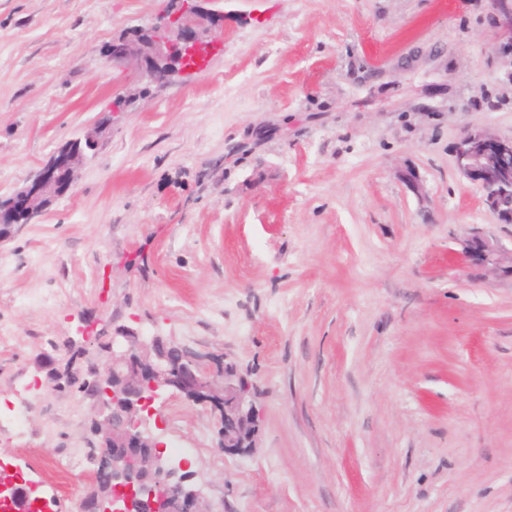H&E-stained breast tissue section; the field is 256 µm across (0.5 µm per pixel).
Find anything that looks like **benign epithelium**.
I'll list each match as a JSON object with an SVG mask.
<instances>
[{
	"instance_id": "benign-epithelium-1",
	"label": "benign epithelium",
	"mask_w": 512,
	"mask_h": 512,
	"mask_svg": "<svg viewBox=\"0 0 512 512\" xmlns=\"http://www.w3.org/2000/svg\"><path fill=\"white\" fill-rule=\"evenodd\" d=\"M490 4L496 39L506 47L512 43V0ZM222 19L223 0H173L156 23L113 39L106 57L115 66L135 65L139 82L163 88L176 76L204 68L213 49L212 28ZM122 112L112 106L106 120L60 146L24 187L0 198V243L15 226L41 217L71 191L83 161L97 150L112 117ZM453 157L457 170L480 188L486 210L511 224L512 204L506 197L512 194V136L467 129ZM494 252L493 241L481 236L463 246V253L482 260ZM88 375L85 389L94 396L89 430L100 440V462L112 470V483L92 476L78 512H213L204 477L168 462L157 437L142 426L143 411L161 393L176 392L216 414L218 448L226 453L252 448L259 412L235 365L226 362L218 369L211 357L180 347L170 355L160 337L124 327L100 347ZM0 496L10 505L32 504L18 484L1 485Z\"/></svg>"
}]
</instances>
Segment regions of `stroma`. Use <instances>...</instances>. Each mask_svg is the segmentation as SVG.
<instances>
[{
  "label": "stroma",
  "mask_w": 512,
  "mask_h": 512,
  "mask_svg": "<svg viewBox=\"0 0 512 512\" xmlns=\"http://www.w3.org/2000/svg\"><path fill=\"white\" fill-rule=\"evenodd\" d=\"M168 6L0 0V197L137 89L104 52ZM224 15L207 67L138 97L73 190L0 243V399L38 388L0 463L76 512L89 476L60 454L88 447L93 400L39 363L87 367L124 326L251 386L244 453L180 395L146 419L217 512H512V224L453 162L464 130L512 135L489 0ZM477 231L492 261L463 255Z\"/></svg>",
  "instance_id": "stroma-1"
}]
</instances>
